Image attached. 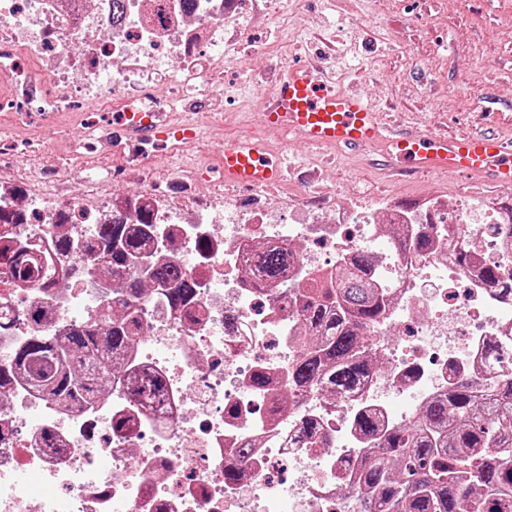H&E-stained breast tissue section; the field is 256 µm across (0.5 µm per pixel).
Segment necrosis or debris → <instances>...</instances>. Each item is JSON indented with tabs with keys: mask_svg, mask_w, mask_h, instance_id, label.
<instances>
[{
	"mask_svg": "<svg viewBox=\"0 0 512 512\" xmlns=\"http://www.w3.org/2000/svg\"><path fill=\"white\" fill-rule=\"evenodd\" d=\"M288 0H0V119L13 130V149L36 153L26 135L31 112H71L75 99L108 80L119 90L108 112H161L181 88L209 99L226 66L253 45L251 23L274 24ZM66 84L72 96H52ZM156 157L141 151L113 179L123 194L43 164L32 176H9L0 208L14 221L0 226V249L23 248L51 260L52 287L19 285L0 268V365L33 337L62 340L73 328L99 323L112 304V274L85 245L99 224L152 222L149 253L180 262L193 283L186 314L161 295L137 304L141 332L128 353L133 371L161 377L165 395L144 407L126 376L89 404H64L47 391L0 376V512H341L340 463L362 451L354 417L365 410L385 425L416 417L449 384L474 379L489 364L512 374V300L487 288L451 253L460 239L481 241L475 262L492 258L512 276V225L483 209L461 238L437 237L422 254L380 253L377 270L395 310L377 330V354L388 363L327 413L320 397H301L287 418L271 421L266 393L249 382L257 370L281 377L297 357V320L272 292L248 288L242 274L253 251L269 242L297 248L288 278L334 275L338 258L378 239V222L404 223L396 207L371 213L337 200L315 174L300 173L304 221L284 225L269 188L224 198L216 182L181 172L169 192L152 188ZM41 307L40 323L27 319ZM318 421L306 446L295 434L299 416ZM255 450L245 476L224 479L229 452L243 441ZM34 472L38 481L26 479Z\"/></svg>",
	"mask_w": 512,
	"mask_h": 512,
	"instance_id": "4bbe7bcc",
	"label": "necrosis or debris"
}]
</instances>
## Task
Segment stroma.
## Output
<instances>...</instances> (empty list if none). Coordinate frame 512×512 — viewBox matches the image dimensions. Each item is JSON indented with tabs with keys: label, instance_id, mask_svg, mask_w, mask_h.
<instances>
[{
	"label": "stroma",
	"instance_id": "35a3bbf8",
	"mask_svg": "<svg viewBox=\"0 0 512 512\" xmlns=\"http://www.w3.org/2000/svg\"><path fill=\"white\" fill-rule=\"evenodd\" d=\"M305 13L301 4L285 22L266 26L261 51L253 52L248 63L225 69L215 95L222 126L202 116L191 146H154L162 166L153 184L156 192H166L183 158L210 150L216 138L258 135L270 148L286 151L288 169L273 203L287 224L301 199L294 174L323 158L328 187L368 205L383 200L413 205L429 195L442 197L452 211L462 202L472 209L487 200L512 204V184L436 173L388 177L367 165L366 152L320 149L295 133L264 127L252 109L255 86L249 78L267 58L297 63L332 38L338 47L331 61L337 79L373 101L389 103L384 116L389 124L403 129L439 125L452 133L493 125L512 137V0H335L315 21ZM111 95L107 87L83 99L67 118L66 134L38 145L45 161L76 170L108 191L114 188L111 163L84 146L93 129L111 125V113L98 104Z\"/></svg>",
	"mask_w": 512,
	"mask_h": 512
}]
</instances>
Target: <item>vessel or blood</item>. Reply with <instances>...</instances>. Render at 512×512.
<instances>
[{
    "label": "vessel or blood",
    "mask_w": 512,
    "mask_h": 512,
    "mask_svg": "<svg viewBox=\"0 0 512 512\" xmlns=\"http://www.w3.org/2000/svg\"><path fill=\"white\" fill-rule=\"evenodd\" d=\"M194 111L192 105L174 102L165 117L135 115L119 134L141 141L173 138L188 145L196 136ZM260 112L264 125L297 132L314 146L361 149L384 144L382 164L389 170L404 161L415 174L466 172L512 183V142L497 132L449 136L430 128L389 131L377 103L362 91L339 86L323 67H288L278 78L275 104ZM221 166L225 183L243 187L268 186L283 175L279 153L253 137L226 141Z\"/></svg>",
    "instance_id": "obj_1"
}]
</instances>
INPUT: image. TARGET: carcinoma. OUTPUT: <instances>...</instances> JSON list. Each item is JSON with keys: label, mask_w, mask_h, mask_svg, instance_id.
<instances>
[{"label": "carcinoma", "mask_w": 512, "mask_h": 512, "mask_svg": "<svg viewBox=\"0 0 512 512\" xmlns=\"http://www.w3.org/2000/svg\"><path fill=\"white\" fill-rule=\"evenodd\" d=\"M150 230L144 218L136 229L97 226L88 249L111 266L112 279L125 280L113 301L125 314L119 319L107 315L101 325L75 329L60 342L34 337L12 356L9 368L16 375L54 396L89 403L99 386L125 367L130 344L141 331L136 302L143 292L142 278L129 274L130 260L146 251ZM391 233L397 252L432 248L425 234L410 237L394 227ZM293 260L288 248L271 243L259 249L254 268L245 272L249 285H280L277 293L301 327L295 336L299 355L284 390L277 391L285 413L299 392L347 394L380 369L371 350L372 333L393 304L366 248L337 266L335 277L320 275L314 283H287ZM0 266L20 283L50 285L49 272L22 251L0 252ZM477 272L488 287L512 294V282L497 265L482 264ZM147 279L162 288L172 308L191 299V283L175 260L155 262ZM130 384L149 404L164 395L163 382L154 375L135 376ZM355 427L366 447L343 463L349 512H512V377L490 374L460 381L398 429L384 427L370 411L358 414ZM318 432L313 419L299 421L298 433L307 443H315ZM252 451L249 443L232 450L224 480L241 477V464Z\"/></svg>", "instance_id": "cac0c4a2"}]
</instances>
